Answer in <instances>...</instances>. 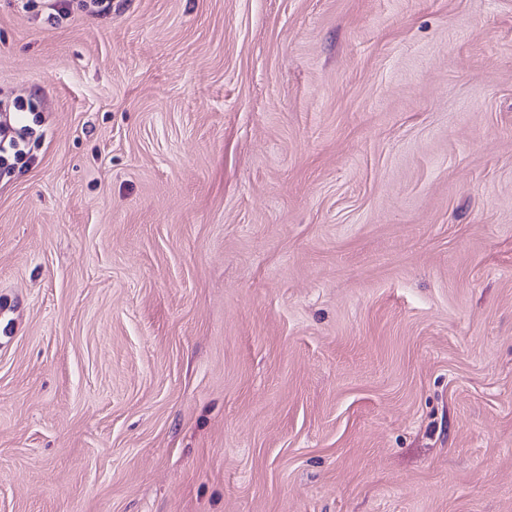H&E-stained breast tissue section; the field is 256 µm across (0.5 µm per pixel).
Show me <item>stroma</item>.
Returning <instances> with one entry per match:
<instances>
[{"mask_svg": "<svg viewBox=\"0 0 512 512\" xmlns=\"http://www.w3.org/2000/svg\"><path fill=\"white\" fill-rule=\"evenodd\" d=\"M0 0V512H512V0ZM31 110L32 102L21 98L14 99L11 103L0 102V177L14 173L19 164V168H22L29 163L28 160L24 161L27 154L19 146L20 142L32 134L30 127L22 125L21 121V114ZM7 132L12 135L5 145L9 136L4 139Z\"/></svg>", "mask_w": 512, "mask_h": 512, "instance_id": "35a3bbf8", "label": "stroma"}]
</instances>
